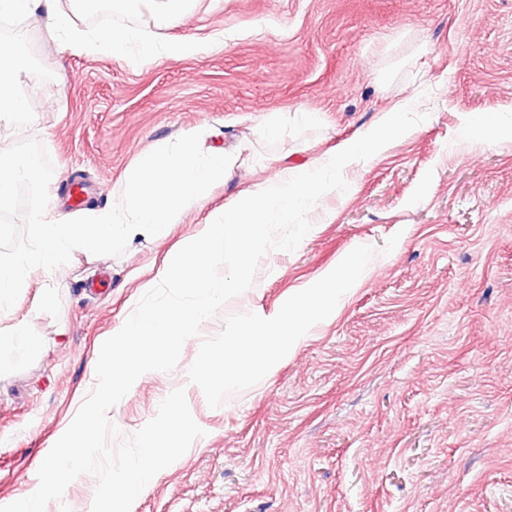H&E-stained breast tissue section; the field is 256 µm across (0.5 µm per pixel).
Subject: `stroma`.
<instances>
[{
	"mask_svg": "<svg viewBox=\"0 0 512 512\" xmlns=\"http://www.w3.org/2000/svg\"><path fill=\"white\" fill-rule=\"evenodd\" d=\"M197 54L135 68L55 45L29 19L0 44L40 62L24 136L47 148L48 206L69 218L112 207V189L157 142L200 133L232 155L223 184L168 237L118 257L75 251L36 273L0 331V506L37 471L96 383L102 343L166 254L280 164L312 165L405 107L427 118L347 164L292 252L269 251L254 283L183 345L171 372L142 375L109 412L123 435L184 388L203 429L131 512H512V0H194L181 22L120 18ZM285 126L261 130L271 114ZM371 272L255 386L210 408L187 372L223 317H272L361 245ZM56 290L42 305L43 285Z\"/></svg>",
	"mask_w": 512,
	"mask_h": 512,
	"instance_id": "35a3bbf8",
	"label": "stroma"
}]
</instances>
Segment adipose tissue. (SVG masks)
<instances>
[{
  "instance_id": "1",
  "label": "adipose tissue",
  "mask_w": 512,
  "mask_h": 512,
  "mask_svg": "<svg viewBox=\"0 0 512 512\" xmlns=\"http://www.w3.org/2000/svg\"><path fill=\"white\" fill-rule=\"evenodd\" d=\"M42 13L47 29L65 35V46L71 50L94 55L109 53L138 67L149 63L156 55L183 57L196 52L195 42L184 40L165 45L154 44L134 27H115L95 34L77 29L70 14L61 11L57 0H0V17H28ZM25 69L18 49L0 51V114L26 112L28 96L21 83Z\"/></svg>"
}]
</instances>
